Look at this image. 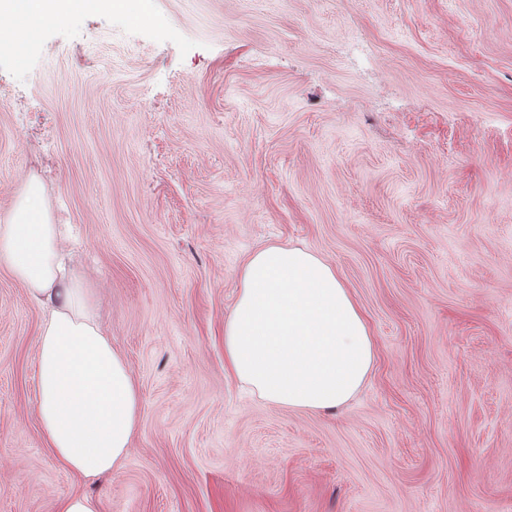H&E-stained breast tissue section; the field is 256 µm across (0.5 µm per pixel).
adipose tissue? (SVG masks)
<instances>
[{"label": "adipose tissue", "mask_w": 512, "mask_h": 512, "mask_svg": "<svg viewBox=\"0 0 512 512\" xmlns=\"http://www.w3.org/2000/svg\"><path fill=\"white\" fill-rule=\"evenodd\" d=\"M69 240L29 178L0 218V263L43 314L37 418L45 448L85 481L116 474L140 422V393L97 319L90 289L67 268ZM224 323V369L264 402L333 411L359 391L376 349L335 267L308 249L267 246L239 268Z\"/></svg>", "instance_id": "adipose-tissue-1"}]
</instances>
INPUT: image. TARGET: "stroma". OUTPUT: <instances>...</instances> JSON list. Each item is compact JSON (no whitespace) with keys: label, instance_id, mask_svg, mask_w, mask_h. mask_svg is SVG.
Here are the masks:
<instances>
[{"label":"stroma","instance_id":"obj_1","mask_svg":"<svg viewBox=\"0 0 512 512\" xmlns=\"http://www.w3.org/2000/svg\"><path fill=\"white\" fill-rule=\"evenodd\" d=\"M135 0L0 43V216L26 179L128 361L122 470L36 418L42 312L0 264V512H512V0ZM335 266L376 346L340 413L224 371L244 258ZM57 512H100L99 503L92 496L82 493L70 496L59 504Z\"/></svg>","mask_w":512,"mask_h":512}]
</instances>
